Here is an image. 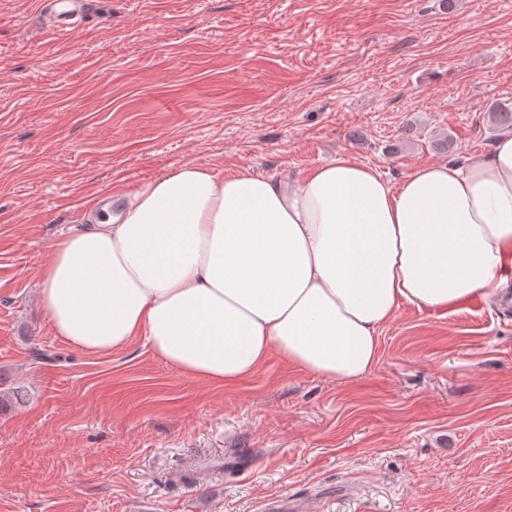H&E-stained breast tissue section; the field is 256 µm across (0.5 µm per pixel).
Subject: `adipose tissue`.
<instances>
[{
    "label": "adipose tissue",
    "mask_w": 512,
    "mask_h": 512,
    "mask_svg": "<svg viewBox=\"0 0 512 512\" xmlns=\"http://www.w3.org/2000/svg\"><path fill=\"white\" fill-rule=\"evenodd\" d=\"M511 279L507 132L396 189L347 156L294 183L182 165L54 241L37 296L55 335L89 353L140 339L215 386L276 354L347 382L371 371L401 304L453 308Z\"/></svg>",
    "instance_id": "obj_1"
}]
</instances>
